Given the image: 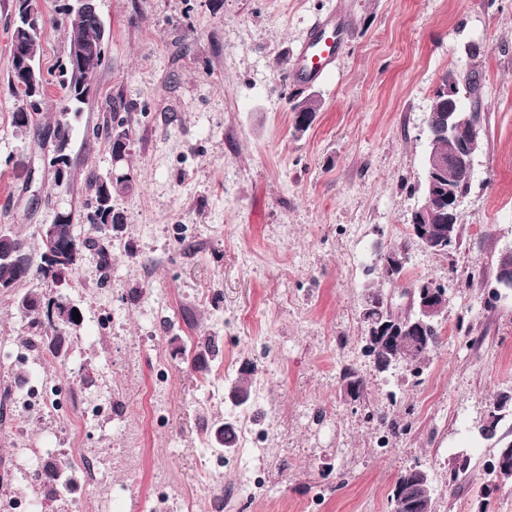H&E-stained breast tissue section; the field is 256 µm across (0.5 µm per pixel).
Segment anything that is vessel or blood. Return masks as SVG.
Wrapping results in <instances>:
<instances>
[{
  "mask_svg": "<svg viewBox=\"0 0 512 512\" xmlns=\"http://www.w3.org/2000/svg\"><path fill=\"white\" fill-rule=\"evenodd\" d=\"M343 41V27L335 15L316 19L309 27L295 57L296 81L312 82L331 72Z\"/></svg>",
  "mask_w": 512,
  "mask_h": 512,
  "instance_id": "obj_1",
  "label": "vessel or blood"
}]
</instances>
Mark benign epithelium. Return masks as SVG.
<instances>
[{
	"label": "benign epithelium",
	"instance_id": "7a95c632",
	"mask_svg": "<svg viewBox=\"0 0 512 512\" xmlns=\"http://www.w3.org/2000/svg\"><path fill=\"white\" fill-rule=\"evenodd\" d=\"M68 11L74 23L81 24L92 19H100L97 0H71ZM438 96L443 99L451 98L455 102L462 101L460 85L453 76H446L441 81ZM478 115L468 109L457 106L450 112H431L426 120V136L433 140L439 133H446L460 138L464 131L475 125ZM54 156V180L63 183L65 178V162L67 142L56 139L52 142ZM449 166L465 170L468 178H473V154L461 147L455 154L445 158L434 152L425 158L424 190L420 206L413 213V235L417 243L429 250H438L453 246L457 238L450 234L437 231V226L427 223V220L437 211L450 210L455 214L462 213V204L468 190H463L450 197L441 196L435 191L436 176ZM408 260V251L402 248H391L378 254V266L381 274L392 279L400 273ZM512 291V251L504 253L499 260L496 274V289L494 297L500 296V291ZM409 312L402 315L392 310V297H386L379 292H370L365 300L362 320L365 324L366 337L381 344L404 343L407 346V356L428 340L430 325L425 321L447 300V294L441 292L430 283H418L405 292ZM486 468L494 472L496 481L488 487L487 494L491 495L508 480H512V440L500 441L496 453L487 461Z\"/></svg>",
	"mask_w": 512,
	"mask_h": 512
}]
</instances>
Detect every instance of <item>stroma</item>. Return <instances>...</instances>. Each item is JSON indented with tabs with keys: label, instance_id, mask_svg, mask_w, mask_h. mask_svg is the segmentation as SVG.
Listing matches in <instances>:
<instances>
[{
	"label": "stroma",
	"instance_id": "obj_1",
	"mask_svg": "<svg viewBox=\"0 0 512 512\" xmlns=\"http://www.w3.org/2000/svg\"><path fill=\"white\" fill-rule=\"evenodd\" d=\"M65 0L45 17L38 67L41 116L17 131L7 87L13 0H0V226L40 251L37 231L73 213L85 174L112 169L97 128L123 118L133 145L132 190L101 281L94 252L61 287L83 313L65 361L46 359L54 411L30 438L52 455L112 462L110 477L39 501L38 512H155L165 467L181 512H391L398 475L428 471L433 512H512V484L485 496L493 441L476 428L512 393V293L493 296L512 249V0H98L106 60L73 124L68 187L43 164V127L66 104ZM340 16L347 38L332 72L292 77L294 53L319 17ZM476 72L474 177L459 241L440 254L409 248L400 279L369 273L375 248L409 237L422 193L425 120L443 75ZM316 92L322 108L295 133L289 101ZM38 168L32 188L14 177ZM419 282L447 288L441 340L419 374L378 372L362 351L368 291L399 295ZM203 336L219 356L195 369ZM33 352L0 361V498L18 492L12 396L34 385ZM257 368L249 406L228 398L245 362ZM360 380L349 395L344 370ZM254 418L270 443L266 494L236 492L251 458L222 451L205 425ZM223 467L197 468L199 450ZM471 459L456 483L448 462Z\"/></svg>",
	"mask_w": 512,
	"mask_h": 512
}]
</instances>
